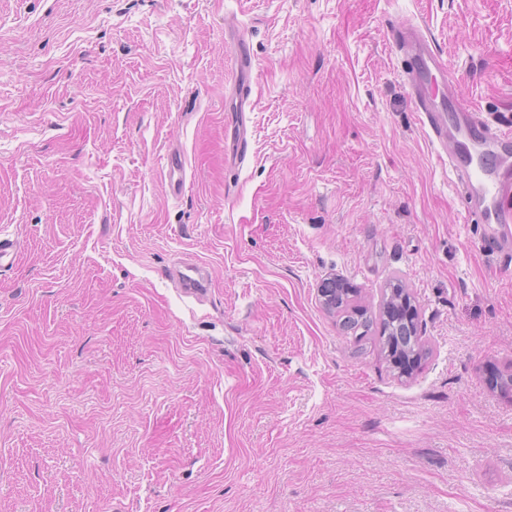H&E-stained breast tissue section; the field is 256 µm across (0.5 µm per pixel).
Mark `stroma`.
<instances>
[{
	"mask_svg": "<svg viewBox=\"0 0 512 512\" xmlns=\"http://www.w3.org/2000/svg\"><path fill=\"white\" fill-rule=\"evenodd\" d=\"M408 22L512 123V0H0V512H512V248L464 221ZM330 276L367 324L324 308ZM393 280L430 347L409 379ZM234 65L238 74L247 79L254 68V58L245 38L235 32L234 38ZM249 137L244 126H233L230 134L224 138V160L234 164L244 163L248 153ZM184 270L186 272L180 269L176 271V277L180 288H182V291L185 294L198 297L206 289L204 279L195 278L187 272L198 273L200 272V268L194 265H186L184 266ZM390 291L386 293L383 303V310L380 308V324L382 327V351L388 359L389 355H397L407 353L410 355H418V359L425 354L424 345L421 343L419 336L411 335L408 328L405 326L398 327L397 323L393 322V316L385 309L387 306V299ZM389 360V359H388Z\"/></svg>",
	"mask_w": 512,
	"mask_h": 512,
	"instance_id": "obj_1",
	"label": "stroma"
}]
</instances>
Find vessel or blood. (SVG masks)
Instances as JSON below:
<instances>
[{"mask_svg": "<svg viewBox=\"0 0 512 512\" xmlns=\"http://www.w3.org/2000/svg\"><path fill=\"white\" fill-rule=\"evenodd\" d=\"M393 41L412 63L407 78L416 109L426 119L432 142L448 156L466 223L511 224L512 209L505 200L512 196V127H491L464 100L435 92V85L446 80V68L421 28L399 29ZM234 65L245 78L254 68L250 47L240 35L234 38ZM248 146L246 128L233 127L224 138L225 160L243 164Z\"/></svg>", "mask_w": 512, "mask_h": 512, "instance_id": "vessel-or-blood-1", "label": "vessel or blood"}]
</instances>
